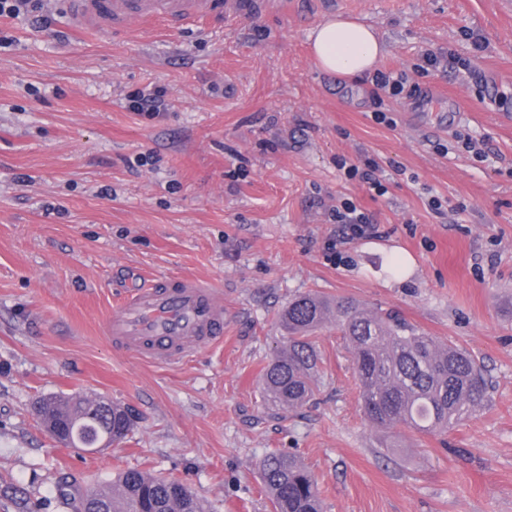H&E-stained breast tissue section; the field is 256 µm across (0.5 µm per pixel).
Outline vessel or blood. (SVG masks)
<instances>
[{"label": "vessel or blood", "mask_w": 512, "mask_h": 512, "mask_svg": "<svg viewBox=\"0 0 512 512\" xmlns=\"http://www.w3.org/2000/svg\"><path fill=\"white\" fill-rule=\"evenodd\" d=\"M75 25L100 24L113 32L131 22H162L178 30L209 18L244 13L243 0H68ZM113 343L147 360L175 364L219 341L224 302L214 283L156 279L134 289L103 325Z\"/></svg>", "instance_id": "obj_1"}]
</instances>
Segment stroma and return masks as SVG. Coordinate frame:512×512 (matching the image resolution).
I'll use <instances>...</instances> for the list:
<instances>
[{"label": "stroma", "instance_id": "stroma-1", "mask_svg": "<svg viewBox=\"0 0 512 512\" xmlns=\"http://www.w3.org/2000/svg\"><path fill=\"white\" fill-rule=\"evenodd\" d=\"M501 0H253L245 17L180 31L46 27L0 17V512L138 468L174 477L207 512H272L259 462L296 453L324 512H512V12ZM372 25L375 72L407 76L374 119L375 72L321 70L327 18ZM440 57L421 71V55ZM165 90L155 118L139 90ZM459 109L418 111L422 92ZM470 134L474 150L458 144ZM374 163L384 195L346 166ZM353 202L375 234L331 211ZM207 278L224 339L177 365L100 333L157 277ZM317 292L391 310L471 353L484 405L445 434L372 426L335 324L318 330L319 386L295 411L263 397L287 341L279 315ZM81 392L127 408L121 443H56L32 406Z\"/></svg>", "mask_w": 512, "mask_h": 512}]
</instances>
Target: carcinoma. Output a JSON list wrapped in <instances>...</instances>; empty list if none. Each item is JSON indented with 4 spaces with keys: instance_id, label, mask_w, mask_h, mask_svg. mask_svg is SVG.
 Listing matches in <instances>:
<instances>
[{
    "instance_id": "1",
    "label": "carcinoma",
    "mask_w": 512,
    "mask_h": 512,
    "mask_svg": "<svg viewBox=\"0 0 512 512\" xmlns=\"http://www.w3.org/2000/svg\"><path fill=\"white\" fill-rule=\"evenodd\" d=\"M280 320L287 344L264 373V393L284 410H293L314 395L320 357L313 335L327 321L336 322L351 354L365 416L384 429L408 428L417 433L448 432L484 404L487 388L482 367L467 351L441 344L399 315L368 311L350 299L315 293L288 301ZM36 415L44 427L68 422L74 441L97 448L106 435L119 442L133 425L129 411L112 405L107 422L81 393L45 397ZM260 477L274 512H322L320 490L311 472L291 452H273L259 464ZM125 507L97 489L64 494L60 506L69 512H202L196 496L180 480L130 469L118 473Z\"/></svg>"
}]
</instances>
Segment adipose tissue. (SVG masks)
I'll return each mask as SVG.
<instances>
[{"label":"adipose tissue","mask_w":512,"mask_h":512,"mask_svg":"<svg viewBox=\"0 0 512 512\" xmlns=\"http://www.w3.org/2000/svg\"><path fill=\"white\" fill-rule=\"evenodd\" d=\"M311 49L324 71L353 77L373 69L382 44L370 26L339 16L323 21L313 30Z\"/></svg>","instance_id":"ef3b65f1"}]
</instances>
